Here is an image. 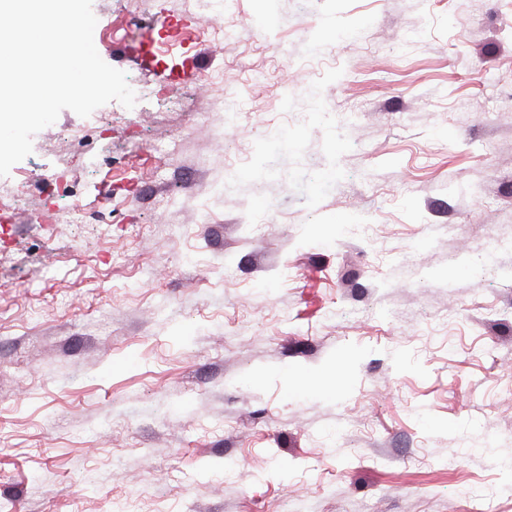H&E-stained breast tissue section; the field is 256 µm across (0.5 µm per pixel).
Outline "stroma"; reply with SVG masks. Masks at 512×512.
I'll list each match as a JSON object with an SVG mask.
<instances>
[{
  "label": "stroma",
  "mask_w": 512,
  "mask_h": 512,
  "mask_svg": "<svg viewBox=\"0 0 512 512\" xmlns=\"http://www.w3.org/2000/svg\"><path fill=\"white\" fill-rule=\"evenodd\" d=\"M92 9L136 104L0 177V512H512V0Z\"/></svg>",
  "instance_id": "35a3bbf8"
}]
</instances>
